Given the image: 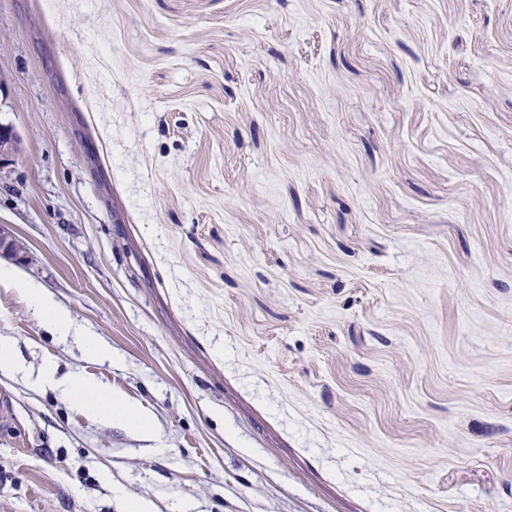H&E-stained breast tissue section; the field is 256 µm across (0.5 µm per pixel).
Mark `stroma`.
Returning <instances> with one entry per match:
<instances>
[{"mask_svg": "<svg viewBox=\"0 0 512 512\" xmlns=\"http://www.w3.org/2000/svg\"><path fill=\"white\" fill-rule=\"evenodd\" d=\"M0 124V512H512V0H0ZM23 153L22 139L14 127L0 125V170L14 165ZM0 258H8L18 264H30L32 256L27 247L16 238L6 224L0 225ZM0 279L10 280L17 287L22 288L32 308L44 318L53 331L61 335V338L67 339L72 336L88 352L102 356L108 353L105 346L95 336L86 335L84 332H72L71 325L62 309L47 296L45 289L40 285L10 269L0 268ZM32 385L39 387L48 385L66 396H75L78 393L88 394L90 398L81 400L80 405L84 409L93 408L100 420L135 428L145 434L153 431L151 417L104 389L96 381L86 378L81 372H70L58 376L57 367L47 363L32 381Z\"/></svg>", "mask_w": 512, "mask_h": 512, "instance_id": "stroma-1", "label": "stroma"}]
</instances>
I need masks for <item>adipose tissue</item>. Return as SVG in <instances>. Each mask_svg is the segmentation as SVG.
Wrapping results in <instances>:
<instances>
[{"label":"adipose tissue","mask_w":512,"mask_h":512,"mask_svg":"<svg viewBox=\"0 0 512 512\" xmlns=\"http://www.w3.org/2000/svg\"><path fill=\"white\" fill-rule=\"evenodd\" d=\"M0 279L11 281L21 288L32 308L62 338H74L86 351L105 354V346L96 337L72 330L62 309L47 296L40 285L9 269L0 268ZM34 383L39 387H52L66 396L82 395V407L94 409L100 420L134 428L145 434L153 431L151 417L104 389L96 381L86 378L82 373L70 372L61 376L58 375L56 366L48 363L42 367Z\"/></svg>","instance_id":"adipose-tissue-1"}]
</instances>
